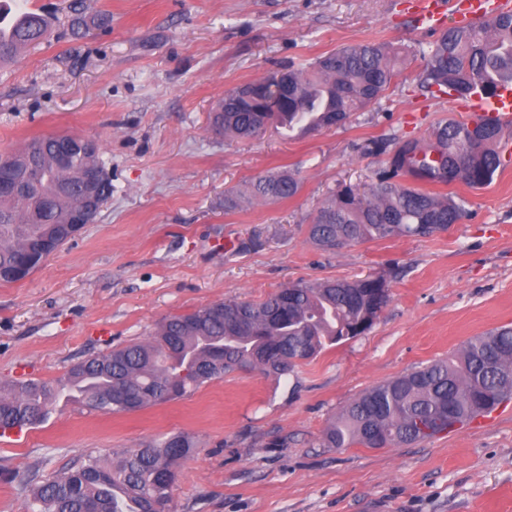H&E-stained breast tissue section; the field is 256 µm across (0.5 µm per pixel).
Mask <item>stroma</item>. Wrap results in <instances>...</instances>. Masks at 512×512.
I'll use <instances>...</instances> for the list:
<instances>
[{
  "label": "stroma",
  "mask_w": 512,
  "mask_h": 512,
  "mask_svg": "<svg viewBox=\"0 0 512 512\" xmlns=\"http://www.w3.org/2000/svg\"><path fill=\"white\" fill-rule=\"evenodd\" d=\"M69 2L30 0L53 14V34L0 67V153L56 133L96 139L112 196L28 278L0 282V376L52 381L150 339L166 317L291 283L373 275L390 297L365 334L288 375L237 371L127 414L57 401L42 424L0 437V512H26L32 489L83 450L116 456L179 434L196 447L178 466L171 512H363L368 500L381 512H512V400L414 444H323L366 389L512 328V157L482 188L435 185L466 201L446 231L332 253L307 239L339 188L376 182L388 160L377 141L424 140L462 117L455 98L418 88L436 35L409 0H83L112 26L78 41L65 37ZM360 41L388 43L403 61L346 124L299 139L212 128L226 91ZM284 167L301 181L294 197L225 209L226 195Z\"/></svg>",
  "instance_id": "obj_1"
}]
</instances>
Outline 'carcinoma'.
<instances>
[{"instance_id":"1","label":"carcinoma","mask_w":512,"mask_h":512,"mask_svg":"<svg viewBox=\"0 0 512 512\" xmlns=\"http://www.w3.org/2000/svg\"><path fill=\"white\" fill-rule=\"evenodd\" d=\"M71 35L89 26L107 29L112 14L91 21L80 16ZM52 33L41 12L14 10L0 0V64ZM287 90L273 91L276 76L242 84L224 94L213 112L218 132L248 139L268 125L292 133L340 126L377 100L395 76L384 42L344 45L305 67L280 71ZM512 81V12L474 27L451 26L429 46L419 77L425 93L465 99L495 93L496 79ZM486 134L467 148L468 124L440 123L427 140H406L389 157V169L366 192L346 186L316 210L307 239L334 252L344 246L393 237L430 236L466 216L465 200L397 181L412 177L431 184L490 183L503 166L496 150L502 127L482 121ZM57 135L33 138L13 152L11 175L20 183L0 194V282H14L13 268L39 267L61 245L64 220L81 201V172L103 162L101 152L82 151L84 138L69 136L79 152L62 169L56 164ZM296 174L284 170L250 182L249 195L266 201L295 196ZM379 277L288 284L261 301L215 302L161 321L146 342L87 358L54 380L0 378V435L44 422L49 406L63 397L82 410L127 413L116 393L136 400L135 409L191 396L207 382L258 368L284 375L327 345L371 328L389 301ZM512 399V329L467 340L460 353L434 361L366 390L324 434L327 448L397 447L448 433L487 416ZM189 437L149 442L116 462L86 450L60 475L32 492L35 512H169L176 467L193 451Z\"/></svg>"}]
</instances>
